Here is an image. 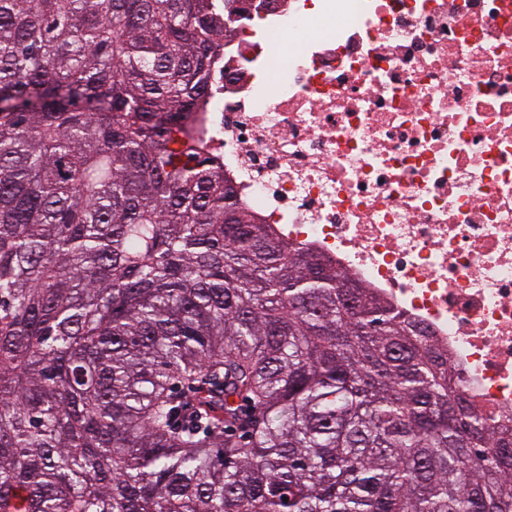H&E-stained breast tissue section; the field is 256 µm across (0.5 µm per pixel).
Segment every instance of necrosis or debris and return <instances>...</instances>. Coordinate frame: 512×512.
<instances>
[{
    "label": "necrosis or debris",
    "instance_id": "necrosis-or-debris-1",
    "mask_svg": "<svg viewBox=\"0 0 512 512\" xmlns=\"http://www.w3.org/2000/svg\"><path fill=\"white\" fill-rule=\"evenodd\" d=\"M187 124L257 223L425 329L512 432V0H238Z\"/></svg>",
    "mask_w": 512,
    "mask_h": 512
}]
</instances>
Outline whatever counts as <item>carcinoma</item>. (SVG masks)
<instances>
[{
	"mask_svg": "<svg viewBox=\"0 0 512 512\" xmlns=\"http://www.w3.org/2000/svg\"><path fill=\"white\" fill-rule=\"evenodd\" d=\"M233 10L0 0V512H512L448 360L189 131Z\"/></svg>",
	"mask_w": 512,
	"mask_h": 512,
	"instance_id": "obj_1",
	"label": "carcinoma"
}]
</instances>
